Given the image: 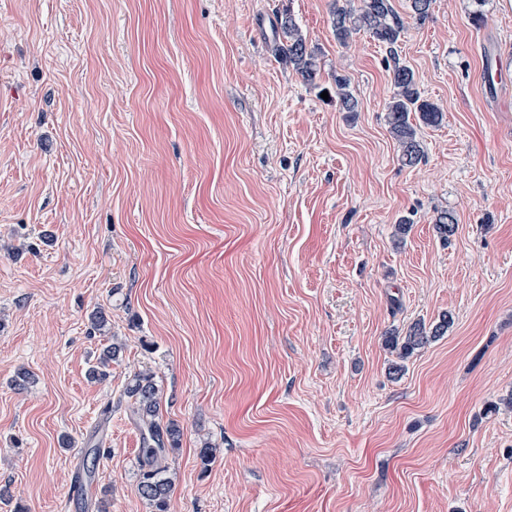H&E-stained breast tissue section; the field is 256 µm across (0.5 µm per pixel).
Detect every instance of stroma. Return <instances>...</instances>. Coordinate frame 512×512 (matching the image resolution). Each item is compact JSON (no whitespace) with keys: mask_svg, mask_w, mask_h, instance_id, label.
Listing matches in <instances>:
<instances>
[{"mask_svg":"<svg viewBox=\"0 0 512 512\" xmlns=\"http://www.w3.org/2000/svg\"><path fill=\"white\" fill-rule=\"evenodd\" d=\"M393 5L444 112L412 167L387 49L339 44L333 0H0V512H57L96 442L69 512H151L147 366L168 512H512V0ZM286 9L316 85L274 51ZM338 72L357 111L321 96ZM446 312L390 374L385 336ZM121 349L120 345L114 343L106 346L99 354L97 365L90 368L88 377L94 381L105 380L109 376L108 367L118 360ZM124 395L142 438L137 491L153 512H168L173 485L165 461L169 449L179 447L180 428L174 422L162 423L161 389L151 369L135 372Z\"/></svg>","mask_w":512,"mask_h":512,"instance_id":"35a3bbf8","label":"stroma"}]
</instances>
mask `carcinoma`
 <instances>
[{
    "mask_svg": "<svg viewBox=\"0 0 512 512\" xmlns=\"http://www.w3.org/2000/svg\"><path fill=\"white\" fill-rule=\"evenodd\" d=\"M332 24L336 40L341 44L347 43L353 33L363 29L387 47L394 86V95L387 110V123L400 147L401 162L407 166L419 163L424 153L411 115H416L425 125L437 126L443 120V112L436 104L422 97L414 72L398 57L396 46L405 23L394 9L392 0H360L357 6L353 0H335ZM276 51L278 57L291 65L304 81L315 84L317 66L314 51L308 47L306 38L287 10L279 18ZM335 83L339 109L344 112L357 111L358 102L349 91V78L338 74ZM433 224L437 237L446 243L455 234L457 219L454 213L443 210L434 217ZM453 323L452 314L447 312L430 326L418 322L404 336L391 333L384 337L385 348L397 357L391 370L396 374L401 373L404 370L403 362L415 350L446 335ZM120 352L121 346L118 344L105 347L99 354L97 365L90 368L88 377L94 381L106 379L109 376L108 367L118 360ZM124 395L130 400V411L142 438L137 491L153 508V512H168L173 485L167 477L165 461L168 451L179 447L180 428L173 422L162 423V394L152 370L145 368L135 372L125 387ZM101 452L102 448L97 444L85 451L82 471L90 482L94 481Z\"/></svg>",
    "mask_w": 512,
    "mask_h": 512,
    "instance_id": "carcinoma-1",
    "label": "carcinoma"
}]
</instances>
